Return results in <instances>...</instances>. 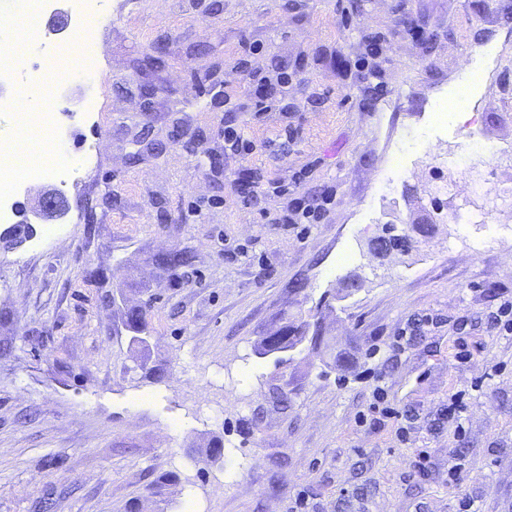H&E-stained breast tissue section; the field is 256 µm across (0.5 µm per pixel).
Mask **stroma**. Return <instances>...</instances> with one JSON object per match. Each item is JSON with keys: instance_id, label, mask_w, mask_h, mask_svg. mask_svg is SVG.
Returning <instances> with one entry per match:
<instances>
[{"instance_id": "1", "label": "stroma", "mask_w": 512, "mask_h": 512, "mask_svg": "<svg viewBox=\"0 0 512 512\" xmlns=\"http://www.w3.org/2000/svg\"><path fill=\"white\" fill-rule=\"evenodd\" d=\"M112 2L103 79L64 102L70 208L0 249V512H512V223L456 221L470 136L506 149L483 206L512 189V0ZM476 49L489 71L462 122L448 103ZM255 70L298 82L235 154L224 126L244 123ZM236 179L288 194L249 208ZM325 193L319 223H277ZM431 212L409 251L371 252ZM175 251L186 264H158ZM136 306L142 357L121 317ZM283 326L326 345L258 355ZM378 387L405 437L368 422Z\"/></svg>"}]
</instances>
